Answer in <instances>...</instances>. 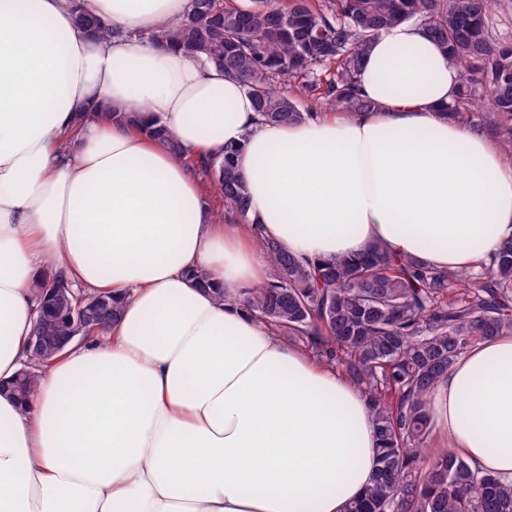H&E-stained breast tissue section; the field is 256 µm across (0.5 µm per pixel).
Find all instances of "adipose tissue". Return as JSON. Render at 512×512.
<instances>
[{
	"label": "adipose tissue",
	"instance_id": "ef3b65f1",
	"mask_svg": "<svg viewBox=\"0 0 512 512\" xmlns=\"http://www.w3.org/2000/svg\"><path fill=\"white\" fill-rule=\"evenodd\" d=\"M80 2L116 37L80 31L70 0H0V382L26 358L46 276L122 312L27 399L0 394V512H346L375 472L376 425L352 380L235 302L272 274L256 238L474 268L512 239V158L443 117L458 69L420 24L364 54L373 110L276 125L240 81L145 40L189 0ZM157 121L198 159L240 145L249 223L222 222L146 135ZM431 414L446 448L512 484V335L461 354Z\"/></svg>",
	"mask_w": 512,
	"mask_h": 512
}]
</instances>
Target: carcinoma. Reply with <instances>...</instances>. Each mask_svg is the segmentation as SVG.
<instances>
[{
    "label": "carcinoma",
    "instance_id": "cac0c4a2",
    "mask_svg": "<svg viewBox=\"0 0 512 512\" xmlns=\"http://www.w3.org/2000/svg\"><path fill=\"white\" fill-rule=\"evenodd\" d=\"M493 0H189L174 26L148 34L153 43L211 63L240 80L256 112L271 124L302 123L323 103L341 112L373 103L357 84L363 53L383 32L401 23L423 26L458 67L459 91L445 115L482 132L512 155V52L489 26ZM77 27L102 39L112 25L85 13L73 0ZM301 81L310 106L278 88ZM146 133L165 142L174 157L186 153L158 122ZM238 147L203 160L199 174L212 178L224 216L249 223L248 186L237 170ZM273 269L269 282L247 289L243 309L278 336L300 343L336 367L363 391L379 432L377 471L349 512H512V485L451 452H430V400L439 381L466 349L512 334V240L478 268L450 271L395 254L377 243L357 256L303 261L272 240L257 239ZM106 320L120 302L94 292ZM71 332L65 314L46 335ZM56 356L28 354L24 379L9 384L23 400L36 391L38 369Z\"/></svg>",
    "mask_w": 512,
    "mask_h": 512
}]
</instances>
